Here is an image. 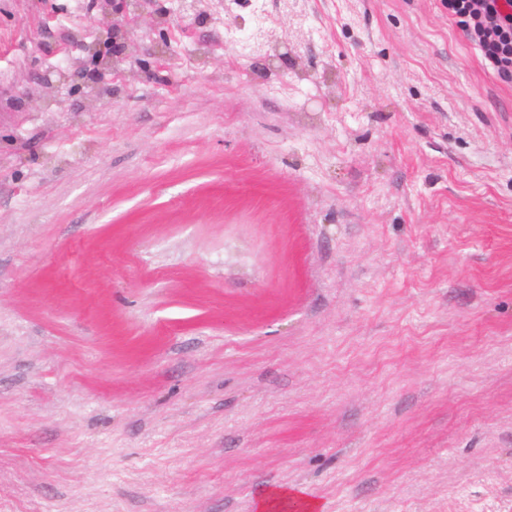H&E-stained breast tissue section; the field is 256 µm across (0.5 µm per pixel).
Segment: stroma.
<instances>
[{
	"mask_svg": "<svg viewBox=\"0 0 512 512\" xmlns=\"http://www.w3.org/2000/svg\"><path fill=\"white\" fill-rule=\"evenodd\" d=\"M0 0V512H512V81L444 0ZM149 0H113L112 1V35L114 39H122L121 47L128 49L134 45L133 37L136 27L135 20L141 16L140 7ZM114 14L124 16V23H118L114 20Z\"/></svg>",
	"mask_w": 512,
	"mask_h": 512,
	"instance_id": "1",
	"label": "stroma"
}]
</instances>
